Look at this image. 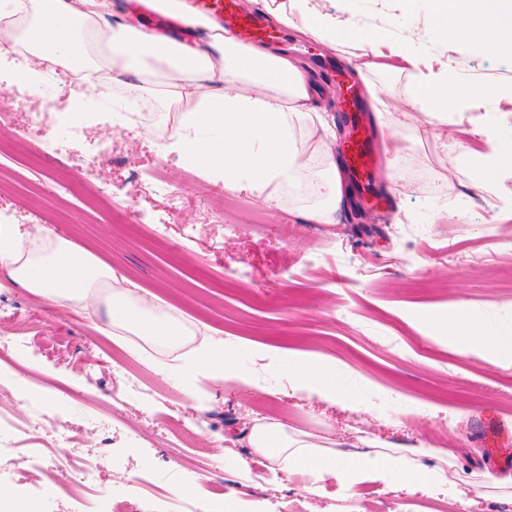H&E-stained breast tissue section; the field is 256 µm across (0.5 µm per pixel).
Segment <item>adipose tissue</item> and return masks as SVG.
<instances>
[{"label":"adipose tissue","instance_id":"1","mask_svg":"<svg viewBox=\"0 0 512 512\" xmlns=\"http://www.w3.org/2000/svg\"><path fill=\"white\" fill-rule=\"evenodd\" d=\"M468 0H439L451 14L447 29L452 39L476 40L495 53L512 55V32L496 20L507 0H490L480 13ZM159 14L181 30L173 37L143 26V8ZM270 19L310 37L325 47L345 48L358 71H382L396 65L413 79L403 107L429 117L436 128L454 123L457 115L483 95L479 88L449 81L445 65L392 33L369 34L356 22L337 24L334 14L321 11L315 0H262ZM112 0H0V40H7L52 65L82 71L83 80L102 92L136 90L141 100L164 99L177 106L179 131L164 144L166 152L200 169L225 191L248 190L273 196L298 182L309 168L299 142L300 131L317 136L323 151L324 174L318 185L325 198L312 217L320 224L342 199V182L333 150L329 122L313 106L310 67L300 59L259 44L241 42L232 32L194 14L187 0H128L123 17L111 23ZM135 82H128V75ZM471 133L484 151L462 149L456 160L471 175L474 187L496 178L512 179V151L504 148L495 126L472 120ZM0 269L8 280L32 295L60 307L102 297L109 325L129 330L144 343L176 347L189 334L172 315L155 314L133 288L113 289L110 264L78 247L43 224L29 225L18 234L0 225ZM430 334L446 333L461 355L474 354L494 367L512 361V335L486 330L477 314L457 307L443 320L423 324ZM292 388L316 393L326 400L349 401L336 380L334 358L303 352L279 354ZM250 379L237 361L214 341L194 348L182 369L187 397H194L199 378ZM248 443L284 476L302 471L314 482L332 478L347 488L366 480L398 482L413 489L444 485L448 473L433 448L409 453L368 440L353 453L323 446L309 435H289L277 420H255Z\"/></svg>","mask_w":512,"mask_h":512}]
</instances>
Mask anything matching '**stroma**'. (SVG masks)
I'll return each mask as SVG.
<instances>
[{
  "mask_svg": "<svg viewBox=\"0 0 512 512\" xmlns=\"http://www.w3.org/2000/svg\"><path fill=\"white\" fill-rule=\"evenodd\" d=\"M317 4L372 32L394 28L450 62L456 79L512 90V57L477 41L446 38L434 0ZM284 45L314 70L322 88L317 104L337 119V139L345 141L349 127L325 65L349 64V56L293 33ZM349 80L362 90L359 111L370 117L365 86L374 85L394 106L409 77L353 70ZM26 98L12 61L0 59V105L13 112L12 123L0 126L4 137L23 125ZM391 120L403 125L397 176L380 178L392 208H379L353 187L344 190L328 224L311 218L324 204L317 190L322 148L305 132L300 141L311 163L302 188H285L272 200L241 192L247 213L222 223L199 201L216 191L206 180L173 208L149 193L155 167L175 180L192 172L178 155L158 150L176 122L163 103L135 131L121 124L108 132L87 127L69 145L72 154H95L85 171L21 145L0 166V224L48 225L111 264L157 310L179 314L190 336L178 348H137L129 333L106 334L92 308H60L24 289L0 288V323L24 326L8 363L0 365V447L26 446L25 462L0 458V487L33 512H111L125 501L137 512H180L185 502L228 499L237 512H288L295 503L302 512H498L512 505L507 451L493 449L484 432L490 418L512 427V364L493 367L459 355L420 330L424 317L447 315L462 304L487 328L512 332V283L506 279L512 180L493 182L486 194L473 190L468 171L450 154L462 146L481 150L477 138L449 127L443 151L424 114L394 111ZM116 196L132 209L127 219L98 205ZM159 222L167 227L162 238L150 233ZM282 224L296 225L301 246L280 239ZM211 340L223 341L259 388L204 379L195 399L174 396L183 357ZM268 346L335 357L337 381L359 407L292 391L287 374L265 358ZM19 367L49 395L50 415H71L66 441L46 431L27 437L31 412L15 405L6 379ZM138 374L153 385L151 397L130 396L127 379ZM264 418L345 450L362 448L370 438L396 448H436L448 460V483L413 492L366 481L350 491L328 479L321 492H306L307 474L284 477L249 447L248 428ZM180 419L198 425L197 446L178 448L169 440L168 428ZM132 429L142 440L130 441ZM71 455L109 475L107 488L77 489L54 466ZM241 457L249 460L248 470L239 468ZM485 471L506 484L478 497L464 480Z\"/></svg>",
  "mask_w": 512,
  "mask_h": 512,
  "instance_id": "35a3bbf8",
  "label": "stroma"
}]
</instances>
